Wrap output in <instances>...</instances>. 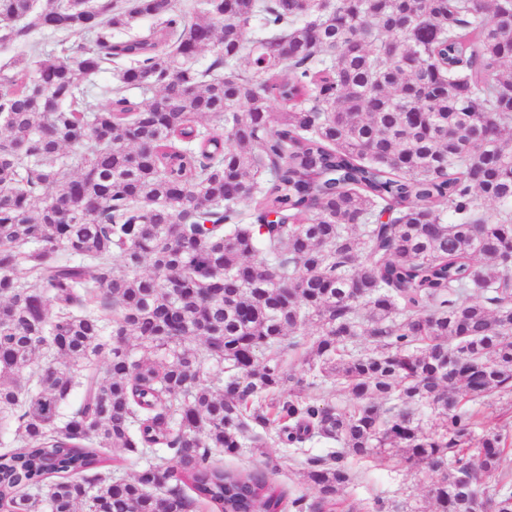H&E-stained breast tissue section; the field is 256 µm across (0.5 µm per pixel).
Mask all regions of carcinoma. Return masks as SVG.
<instances>
[{
	"instance_id": "1",
	"label": "carcinoma",
	"mask_w": 512,
	"mask_h": 512,
	"mask_svg": "<svg viewBox=\"0 0 512 512\" xmlns=\"http://www.w3.org/2000/svg\"><path fill=\"white\" fill-rule=\"evenodd\" d=\"M12 45L36 64L0 66V512H382L344 490L387 451L435 512H512V433L475 409L512 396V0H0ZM269 442L327 446L316 501L215 459ZM126 63H114L112 64V70H103L94 76L92 80V86L90 88V94L92 100L95 103H105L107 96L104 95L103 91L110 86H113L117 82V74L121 68H124Z\"/></svg>"
}]
</instances>
